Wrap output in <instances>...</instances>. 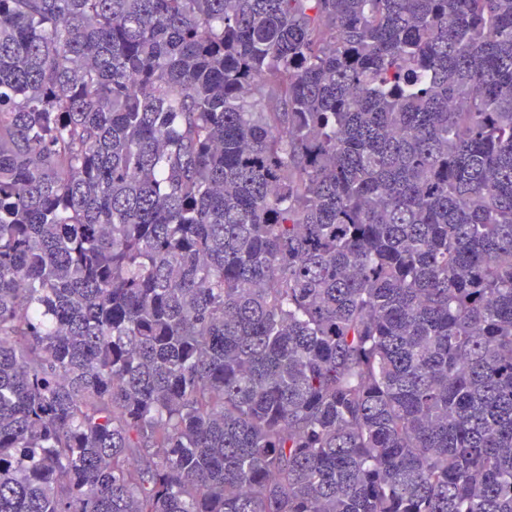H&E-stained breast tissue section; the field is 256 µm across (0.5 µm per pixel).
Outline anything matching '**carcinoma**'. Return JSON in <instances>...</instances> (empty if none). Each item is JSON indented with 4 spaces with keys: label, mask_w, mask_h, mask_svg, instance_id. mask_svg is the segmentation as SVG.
Masks as SVG:
<instances>
[{
    "label": "carcinoma",
    "mask_w": 512,
    "mask_h": 512,
    "mask_svg": "<svg viewBox=\"0 0 512 512\" xmlns=\"http://www.w3.org/2000/svg\"><path fill=\"white\" fill-rule=\"evenodd\" d=\"M0 512H512V0H0Z\"/></svg>",
    "instance_id": "obj_1"
}]
</instances>
